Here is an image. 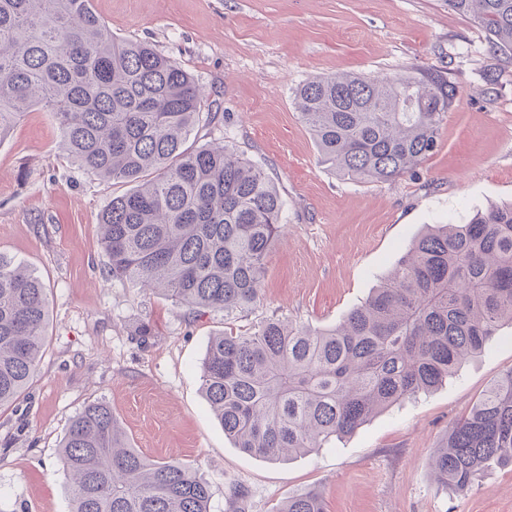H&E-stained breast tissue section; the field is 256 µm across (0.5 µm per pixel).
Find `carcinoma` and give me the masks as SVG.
Wrapping results in <instances>:
<instances>
[{
	"mask_svg": "<svg viewBox=\"0 0 512 512\" xmlns=\"http://www.w3.org/2000/svg\"><path fill=\"white\" fill-rule=\"evenodd\" d=\"M512 54V0H448ZM457 95L441 74H330L295 92L323 159L352 180L412 175L436 150ZM205 95L179 63L118 39L90 0H0V140L35 106L54 118L68 154L101 181L135 185L101 215L112 279L231 319L260 303L267 252L281 240L274 182L229 143L186 147ZM42 279L0 252V409L15 403L46 345ZM512 326V202L464 224H435L339 325L311 330L270 318L212 338L205 400L224 434L269 460L322 448L379 410L428 393ZM58 461L69 512H209L192 465L131 448L104 401L71 421ZM491 462L512 465V369L449 429L437 483L468 491ZM280 512H325L319 494Z\"/></svg>",
	"mask_w": 512,
	"mask_h": 512,
	"instance_id": "obj_1",
	"label": "carcinoma"
}]
</instances>
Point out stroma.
<instances>
[{
  "mask_svg": "<svg viewBox=\"0 0 512 512\" xmlns=\"http://www.w3.org/2000/svg\"><path fill=\"white\" fill-rule=\"evenodd\" d=\"M115 36L177 61L212 103L189 143L232 144L285 203L288 234L265 259L263 299L233 319L113 280L100 218L128 184L103 183L65 154L35 107L0 140V252L47 286V344L20 399L0 410V512H69L57 463L70 421L103 401L137 452L196 467L210 512H278L317 491L326 512H512V466L488 465L463 494L439 488L431 457L452 423L512 369V328L429 393L370 418L333 447L278 461L236 448L208 411L200 365L212 336L277 317L338 325L428 225L512 202V57L447 0H91ZM498 85L485 84L488 68ZM430 71L458 94L440 143L390 183L322 163L294 91L336 72ZM241 490V497L230 494Z\"/></svg>",
  "mask_w": 512,
  "mask_h": 512,
  "instance_id": "35a3bbf8",
  "label": "stroma"
}]
</instances>
